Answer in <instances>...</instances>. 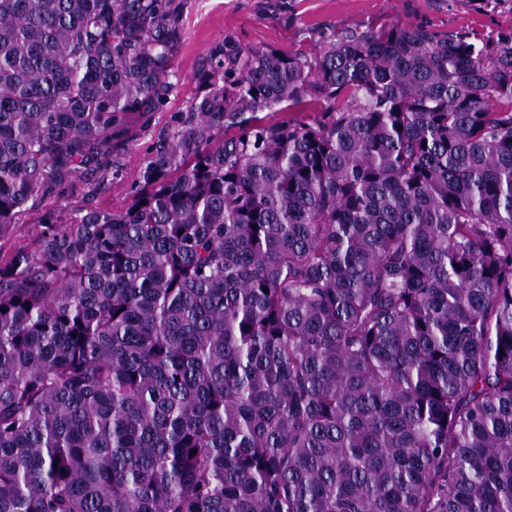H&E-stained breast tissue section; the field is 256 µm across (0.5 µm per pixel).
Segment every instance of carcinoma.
<instances>
[{
  "label": "carcinoma",
  "instance_id": "obj_1",
  "mask_svg": "<svg viewBox=\"0 0 512 512\" xmlns=\"http://www.w3.org/2000/svg\"><path fill=\"white\" fill-rule=\"evenodd\" d=\"M183 8L0 0V238L106 186ZM193 81L124 210L0 255V512H512V31Z\"/></svg>",
  "mask_w": 512,
  "mask_h": 512
}]
</instances>
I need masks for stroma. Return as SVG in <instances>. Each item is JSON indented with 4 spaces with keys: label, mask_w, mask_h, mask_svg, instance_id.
I'll return each mask as SVG.
<instances>
[{
    "label": "stroma",
    "mask_w": 512,
    "mask_h": 512,
    "mask_svg": "<svg viewBox=\"0 0 512 512\" xmlns=\"http://www.w3.org/2000/svg\"><path fill=\"white\" fill-rule=\"evenodd\" d=\"M394 24L439 34L493 36L512 31V0H185L182 45L173 61L179 84L149 127L128 145L118 176L92 197L85 185L63 186L41 209L66 214L88 204L115 212L127 207L149 149L185 111L194 93L192 74L218 41L314 53L332 33L379 31Z\"/></svg>",
    "instance_id": "35a3bbf8"
}]
</instances>
